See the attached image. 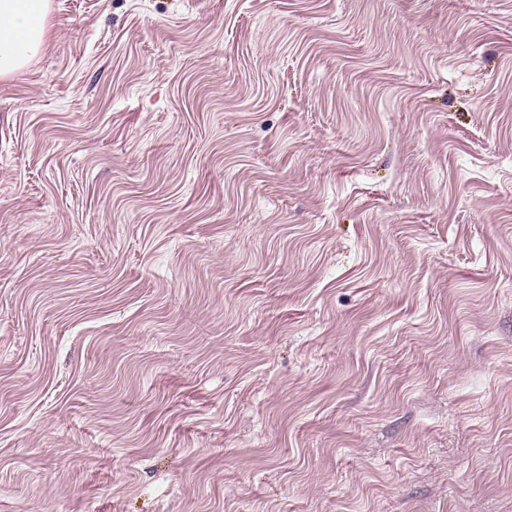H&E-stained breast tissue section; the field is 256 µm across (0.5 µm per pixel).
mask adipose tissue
Instances as JSON below:
<instances>
[{
    "instance_id": "1",
    "label": "adipose tissue",
    "mask_w": 512,
    "mask_h": 512,
    "mask_svg": "<svg viewBox=\"0 0 512 512\" xmlns=\"http://www.w3.org/2000/svg\"><path fill=\"white\" fill-rule=\"evenodd\" d=\"M49 0H0V78L14 75L40 54Z\"/></svg>"
}]
</instances>
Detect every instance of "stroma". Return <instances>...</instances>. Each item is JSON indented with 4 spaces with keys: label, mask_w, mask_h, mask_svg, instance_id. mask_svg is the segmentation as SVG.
Wrapping results in <instances>:
<instances>
[{
    "label": "stroma",
    "mask_w": 512,
    "mask_h": 512,
    "mask_svg": "<svg viewBox=\"0 0 512 512\" xmlns=\"http://www.w3.org/2000/svg\"><path fill=\"white\" fill-rule=\"evenodd\" d=\"M0 512H512V0H50Z\"/></svg>",
    "instance_id": "35a3bbf8"
}]
</instances>
